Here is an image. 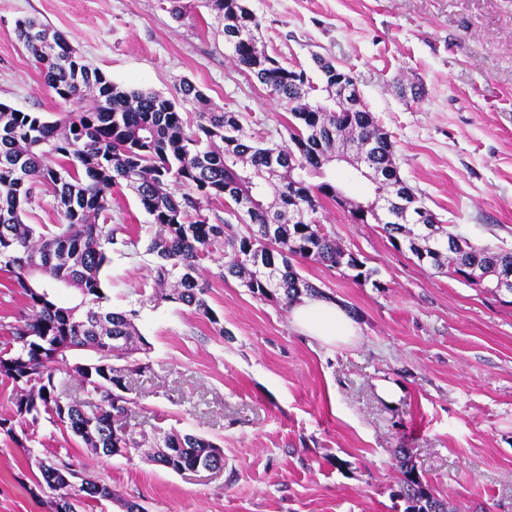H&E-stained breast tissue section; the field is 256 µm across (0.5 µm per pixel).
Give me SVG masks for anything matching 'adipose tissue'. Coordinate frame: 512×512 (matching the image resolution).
I'll list each match as a JSON object with an SVG mask.
<instances>
[{
    "instance_id": "1",
    "label": "adipose tissue",
    "mask_w": 512,
    "mask_h": 512,
    "mask_svg": "<svg viewBox=\"0 0 512 512\" xmlns=\"http://www.w3.org/2000/svg\"><path fill=\"white\" fill-rule=\"evenodd\" d=\"M290 314L300 332L321 344H348L356 338L352 320L335 301L305 297L292 306Z\"/></svg>"
}]
</instances>
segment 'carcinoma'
<instances>
[{
	"instance_id": "1",
	"label": "carcinoma",
	"mask_w": 512,
	"mask_h": 512,
	"mask_svg": "<svg viewBox=\"0 0 512 512\" xmlns=\"http://www.w3.org/2000/svg\"><path fill=\"white\" fill-rule=\"evenodd\" d=\"M224 23V42L236 65L286 106L289 141L265 143L247 135L238 113L205 107L185 116L184 104L203 94L189 82L177 101L153 92L124 89L85 62L59 33L29 17L17 22L20 42L37 63L45 84L59 99L79 106L56 121L0 103V271L10 275L30 311L16 328L13 342L0 350V377L15 389L14 417L19 423L41 414L71 431L96 453L126 455L141 447L128 429L136 404L129 377L148 368L134 357L149 350L138 336V311H113L100 274L111 254L134 244L119 240L112 228L110 192L125 186L152 218V231L138 256L151 258L154 283L169 287L150 301L192 308L218 325V315L203 298L201 261L219 240L233 250L224 263V279L236 278L259 298L288 307L321 292L300 276L292 259L343 264L355 281L376 274L343 249L317 217L325 203L349 206L352 218L374 221L395 244L404 242L420 262L448 267L459 275L470 266L468 281L489 289L498 275L512 269V251L476 247L435 223L406 181L389 175L395 146L369 112H338L309 101L304 83L288 77V67L257 47L261 20L246 0H206ZM322 83L336 85V64L314 56ZM353 148L362 169L376 171L377 197L413 205V213L390 220L360 212L336 192L324 169L336 153ZM47 186L61 222L28 224L40 205L36 188ZM224 200L228 218L211 224L203 203ZM239 227H234L232 221ZM61 283L78 291L80 301L64 307L53 288ZM93 357L70 363L74 350ZM65 374L87 392L84 402L67 401L56 383ZM156 462L174 472L208 460L224 466L215 443L195 434L161 431L155 436ZM399 477L392 497L404 512H449L411 465V449L395 450ZM44 484L57 495L50 512H77L76 505L112 498V488L92 477L77 486L64 479L77 473L63 463H40Z\"/></svg>"
}]
</instances>
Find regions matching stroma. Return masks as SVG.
<instances>
[{
	"label": "stroma",
	"mask_w": 512,
	"mask_h": 512,
	"mask_svg": "<svg viewBox=\"0 0 512 512\" xmlns=\"http://www.w3.org/2000/svg\"><path fill=\"white\" fill-rule=\"evenodd\" d=\"M0 0V103L50 120L68 111L16 37L34 17L128 90L171 98L183 82L239 113L247 133L287 141L284 105L230 58L202 0ZM259 45L285 66L332 59L396 147L402 178L448 230L512 250V0H248ZM327 229L372 280L297 260L298 272L352 315L358 339L323 346L295 331L286 307L222 277L224 246L201 268L219 318L169 302L139 304L144 259L113 254L110 306L137 309L149 371L131 378V426L202 436L224 451L217 471L176 473L149 459L95 453L47 421L0 431V512H48L38 463L61 456L111 486L86 512H397L396 449L451 512H512V297L419 262L375 224L327 205ZM112 221L146 240L151 218L126 188ZM400 389L382 398L379 386Z\"/></svg>",
	"instance_id": "stroma-1"
}]
</instances>
